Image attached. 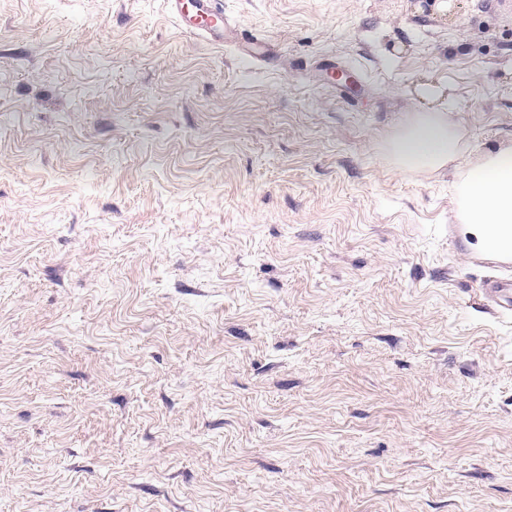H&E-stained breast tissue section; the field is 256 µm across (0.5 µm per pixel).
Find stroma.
Segmentation results:
<instances>
[{
	"instance_id": "35a3bbf8",
	"label": "stroma",
	"mask_w": 512,
	"mask_h": 512,
	"mask_svg": "<svg viewBox=\"0 0 512 512\" xmlns=\"http://www.w3.org/2000/svg\"><path fill=\"white\" fill-rule=\"evenodd\" d=\"M222 2L279 58L0 0V512H512L497 269L383 151L428 84L512 146V0ZM483 305L494 312H512V276H488L480 288Z\"/></svg>"
}]
</instances>
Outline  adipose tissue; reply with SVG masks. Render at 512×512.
<instances>
[{
  "instance_id": "obj_1",
  "label": "adipose tissue",
  "mask_w": 512,
  "mask_h": 512,
  "mask_svg": "<svg viewBox=\"0 0 512 512\" xmlns=\"http://www.w3.org/2000/svg\"><path fill=\"white\" fill-rule=\"evenodd\" d=\"M429 96L437 108L414 113L405 122L388 144L391 158L404 171L457 165L459 220L471 225L474 248H483L501 233L512 242V149L489 155L480 167L462 168L465 145L448 120L450 103L441 91H430Z\"/></svg>"
}]
</instances>
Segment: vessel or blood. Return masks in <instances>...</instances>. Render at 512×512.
Returning a JSON list of instances; mask_svg holds the SVG:
<instances>
[{"mask_svg":"<svg viewBox=\"0 0 512 512\" xmlns=\"http://www.w3.org/2000/svg\"><path fill=\"white\" fill-rule=\"evenodd\" d=\"M166 6L184 30L207 45H233L242 59L254 62L268 61L273 53L268 41L244 36L237 29L225 15L221 0H166ZM453 236L469 258L512 268V250L473 248L467 225H454ZM481 296L487 309L497 313L512 312V276L486 277Z\"/></svg>","mask_w":512,"mask_h":512,"instance_id":"vessel-or-blood-1","label":"vessel or blood"}]
</instances>
